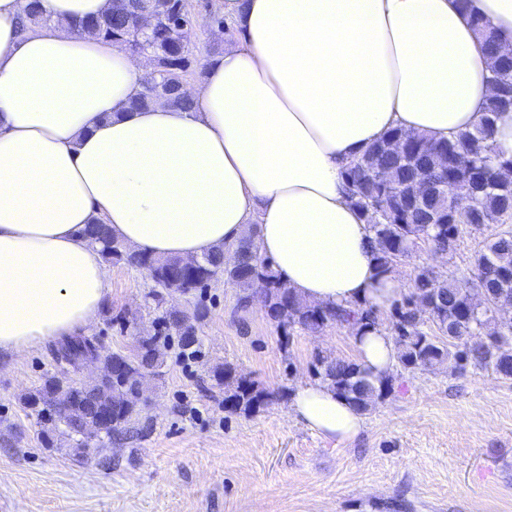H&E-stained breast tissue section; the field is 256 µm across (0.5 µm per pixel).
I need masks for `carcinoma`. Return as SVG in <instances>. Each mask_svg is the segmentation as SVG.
<instances>
[{
    "mask_svg": "<svg viewBox=\"0 0 512 512\" xmlns=\"http://www.w3.org/2000/svg\"><path fill=\"white\" fill-rule=\"evenodd\" d=\"M149 7L157 21L146 40L136 28L143 0H112L109 11L81 22L80 27L131 52L144 49L156 60V77H145L131 107L146 108L155 96L162 95L190 110L192 101L182 94L181 84L193 62L194 18L182 0H151ZM22 15L25 23L48 22L35 0L23 3ZM472 24L489 60L490 81L512 88V59L499 54L486 22L475 18ZM506 111L504 106L486 102L482 122L453 140L393 129L345 168L350 198L371 224L373 258L379 273L393 274L421 242L435 252H453L467 229L482 226L487 218L494 217L502 224L512 222V186L497 178L500 168L512 166V156L499 152L494 144L495 117ZM400 136L406 138L405 152L388 150L387 142ZM86 235L101 245L106 261L146 270L155 283L149 296L157 303L173 285L190 294L208 286L220 273L239 288L243 309L255 293H262L268 316L284 331L318 332L329 325L346 327L356 335L388 330L397 349V362L408 372L447 362L459 375L471 369L484 370L512 381V323L485 332L495 319L498 304L512 301V230L490 240L475 255L470 271L459 278L450 279L430 266L414 267L410 287L386 309L368 303L344 307L304 300L273 271L251 234L239 242L234 264H224V251L219 249L196 259L191 267L181 265L178 258L156 260L126 250L106 224L88 225ZM202 317L198 307L191 314L170 309L163 323L178 337L182 351L193 354L198 340L190 320ZM166 343L165 336H141L130 355H104L95 340L84 335L55 345L54 360L74 371L90 352L103 360L104 367L99 378L75 386L50 376L23 398L25 407L49 427L46 444H53V433L59 431L82 453L87 442L101 432L102 415L112 417L109 434L133 421L138 415L141 383L147 375L159 374L164 363L160 346ZM313 368L321 382L363 413L392 389L390 375L374 379L357 362L322 351L315 353ZM214 377L224 386V407L232 411L251 412L274 399L272 393L238 375L227 363Z\"/></svg>",
    "mask_w": 512,
    "mask_h": 512,
    "instance_id": "cac0c4a2",
    "label": "carcinoma"
}]
</instances>
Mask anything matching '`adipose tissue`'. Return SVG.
<instances>
[{
    "instance_id": "adipose-tissue-1",
    "label": "adipose tissue",
    "mask_w": 512,
    "mask_h": 512,
    "mask_svg": "<svg viewBox=\"0 0 512 512\" xmlns=\"http://www.w3.org/2000/svg\"><path fill=\"white\" fill-rule=\"evenodd\" d=\"M110 0H39L21 27L0 0V353L15 356L93 326L110 272L87 224L135 252L199 257L255 226L290 288L329 305L398 296L344 167L395 128L450 139L472 130L489 63L470 23L512 45V0H224L234 28L186 111L127 105L144 59L77 30ZM374 376L390 336L352 339ZM293 413L328 439L357 440L365 416L330 386H300Z\"/></svg>"
}]
</instances>
